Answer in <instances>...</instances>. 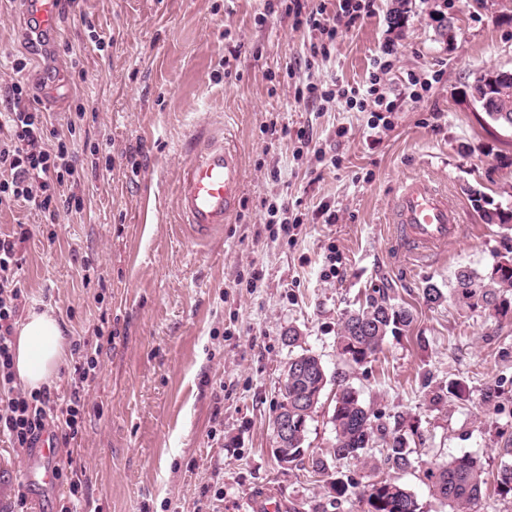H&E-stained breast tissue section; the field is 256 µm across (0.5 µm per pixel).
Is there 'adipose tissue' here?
<instances>
[{"mask_svg": "<svg viewBox=\"0 0 512 512\" xmlns=\"http://www.w3.org/2000/svg\"><path fill=\"white\" fill-rule=\"evenodd\" d=\"M64 361L61 327L51 312H29L16 324L13 371L22 388L51 386Z\"/></svg>", "mask_w": 512, "mask_h": 512, "instance_id": "1", "label": "adipose tissue"}]
</instances>
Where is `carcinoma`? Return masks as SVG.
I'll list each match as a JSON object with an SVG mask.
<instances>
[{
  "instance_id": "cac0c4a2",
  "label": "carcinoma",
  "mask_w": 512,
  "mask_h": 512,
  "mask_svg": "<svg viewBox=\"0 0 512 512\" xmlns=\"http://www.w3.org/2000/svg\"><path fill=\"white\" fill-rule=\"evenodd\" d=\"M491 94L498 111L488 116L503 130L512 131V80L496 83ZM471 201L488 218L496 217L502 224L512 216L486 208L488 200L477 189L470 190ZM452 294L471 307H481L494 315L505 316L512 312V262L497 263L479 272L463 268L454 275ZM410 309L395 304L384 288H375L365 303L347 311L342 317L336 349L339 357L348 364L359 365L376 356L383 349L387 335L404 331L412 325ZM300 333L290 328L283 336L288 347V360L284 363V392L282 397L307 393V402L294 413L297 427L288 439V462L308 463L313 475H326L323 459L305 447L308 423L325 391L322 383L326 369L323 362L309 349L302 346ZM334 438L329 455L338 463H367V451L376 441H382L380 454L388 470H406L412 466L411 449L400 435L390 433L383 424L373 422V414L364 405L359 393L352 387L337 384L335 406L331 415ZM484 468L481 461L463 454L426 470L432 496L450 506L454 512H469L479 500L484 484ZM363 498L367 512H422L415 495L393 477L364 485Z\"/></svg>"
}]
</instances>
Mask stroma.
Masks as SVG:
<instances>
[{
	"instance_id": "1",
	"label": "stroma",
	"mask_w": 512,
	"mask_h": 512,
	"mask_svg": "<svg viewBox=\"0 0 512 512\" xmlns=\"http://www.w3.org/2000/svg\"><path fill=\"white\" fill-rule=\"evenodd\" d=\"M288 0H79L44 57H34L17 0H0V89L57 76L63 101H37L66 131L76 107L75 179L84 198L56 223L17 204L0 208V233L29 231L20 276L25 311L53 313L65 341L98 343L113 331L85 392L77 446L58 445L51 490L28 488L29 512H59L72 472L88 512H252L261 496L278 512H364L368 471L334 504L325 477L274 458L272 418L288 349L299 330L329 384L306 444L326 454L337 382L355 388L390 432L407 439L414 465L399 481L424 512L435 500L425 469L462 454L481 459L487 488L471 512H512L496 483L512 448V314L489 316L451 297L454 274L512 258V229L488 221L469 191L512 205V133L471 96L476 77L512 70V0H374L373 12L311 57L309 30L293 29ZM394 66L384 84L395 109L377 113L342 99H297L314 83L365 85L378 57ZM25 60L23 71L12 62ZM430 79L411 96L408 74ZM277 134H270V127ZM306 131L327 155H298ZM229 134L242 154L235 214L198 240L183 224L176 189L182 165L210 137ZM102 144L104 152L91 148ZM446 186L466 232L428 262L403 267L389 215L400 179ZM280 198L302 224L263 222ZM336 212L326 223L321 204ZM336 266L327 279L324 269ZM437 284L447 297L427 303ZM411 309L409 330L387 336L370 363L343 362L336 332L345 310L372 289ZM463 393L449 395V384ZM0 465V512H11L27 452Z\"/></svg>"
}]
</instances>
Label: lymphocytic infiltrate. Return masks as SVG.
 Instances as JSON below:
<instances>
[{
	"mask_svg": "<svg viewBox=\"0 0 512 512\" xmlns=\"http://www.w3.org/2000/svg\"><path fill=\"white\" fill-rule=\"evenodd\" d=\"M328 2L319 0L316 8L308 11L304 0H289L287 7L295 26L305 25L317 32L316 41L310 44L315 57H329L337 38L370 15L373 4V0H337L338 9L331 14ZM385 69V64H377L368 87L347 86L336 95L363 110L392 111L393 103L381 85L380 74ZM6 94L10 106L0 113V206L22 203L50 221L56 220L60 211L82 210V199L60 192L75 171L69 139L49 128L24 84H12ZM27 239L24 228L0 236V437L8 438L14 447L29 448L42 431L51 428L68 445L83 435L85 386L96 373L102 349L83 348L66 395L48 388L29 394L15 390L13 332L25 294L17 272L21 246Z\"/></svg>",
	"mask_w": 512,
	"mask_h": 512,
	"instance_id": "obj_1",
	"label": "lymphocytic infiltrate"
}]
</instances>
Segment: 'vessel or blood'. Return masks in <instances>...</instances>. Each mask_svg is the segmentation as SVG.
I'll use <instances>...</instances> for the list:
<instances>
[{
	"instance_id": "1",
	"label": "vessel or blood",
	"mask_w": 512,
	"mask_h": 512,
	"mask_svg": "<svg viewBox=\"0 0 512 512\" xmlns=\"http://www.w3.org/2000/svg\"><path fill=\"white\" fill-rule=\"evenodd\" d=\"M33 53L44 51L57 36L61 0H20ZM242 193L239 153L218 137L208 138L184 166L177 188L180 214L197 238H205L236 211ZM395 235L404 257L420 260L448 242L461 239L463 226L456 205L441 187L423 176L403 178L392 211ZM57 467L51 432H42L28 468L34 483L50 487Z\"/></svg>"
}]
</instances>
